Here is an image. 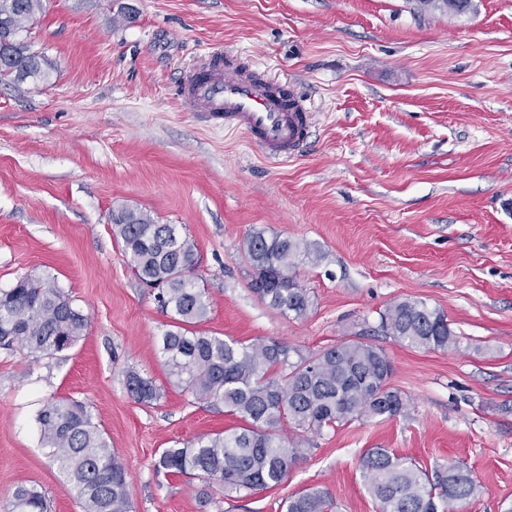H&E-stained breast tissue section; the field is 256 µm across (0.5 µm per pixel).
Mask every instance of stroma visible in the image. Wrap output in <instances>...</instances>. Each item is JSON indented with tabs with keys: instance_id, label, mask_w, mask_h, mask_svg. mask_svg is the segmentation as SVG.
<instances>
[{
	"instance_id": "stroma-1",
	"label": "stroma",
	"mask_w": 512,
	"mask_h": 512,
	"mask_svg": "<svg viewBox=\"0 0 512 512\" xmlns=\"http://www.w3.org/2000/svg\"><path fill=\"white\" fill-rule=\"evenodd\" d=\"M31 40L48 80L0 82V288L53 279L89 326L52 358L0 347V512L20 484L51 512H81L40 445L50 397L89 408L130 473L132 512H277L311 487L333 512H378L360 470L371 448L427 469L461 462L481 491L456 512H512V0H472L462 16L416 0H43ZM217 49L309 99L299 156L267 161L182 110L183 77ZM120 206L194 242L201 330L306 354L364 339L389 356L408 414L310 435L285 484L200 507V479L155 463L239 421L170 381L157 339L171 315L128 266L109 223ZM261 228L318 253L297 266L305 317L250 288L241 247ZM403 299L443 311L459 349L381 332ZM130 370L157 401L130 396Z\"/></svg>"
}]
</instances>
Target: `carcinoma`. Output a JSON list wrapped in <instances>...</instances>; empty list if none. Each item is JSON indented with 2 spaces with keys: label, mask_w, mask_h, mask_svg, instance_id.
Returning <instances> with one entry per match:
<instances>
[{
  "label": "carcinoma",
  "mask_w": 512,
  "mask_h": 512,
  "mask_svg": "<svg viewBox=\"0 0 512 512\" xmlns=\"http://www.w3.org/2000/svg\"><path fill=\"white\" fill-rule=\"evenodd\" d=\"M421 8L463 14L471 0H418ZM43 0H0V80L24 82L45 76L47 61L32 50L30 30ZM110 223L137 278L158 285L161 307L171 311L172 328L158 337L168 374L195 400L223 405L242 425L178 442L160 454L156 468L172 475L202 478V508L213 503L208 487L224 497L250 495L277 487L305 451L304 434L362 419H384L408 412V399L389 387L393 365L380 347L349 340L305 355L272 342L243 344L194 326L209 304L205 290L188 271L196 247L178 224H159L134 208L112 211ZM251 288L284 316L301 318L310 297L296 273L299 257L311 248L265 229L243 242ZM88 326V317L49 279L26 276L0 289V346H20L42 357L71 348ZM379 329L411 347L455 350L459 340L443 311L420 300L389 304ZM126 388L139 402L160 396L151 380L131 371ZM40 440L67 475L83 512H131L130 479L112 452L88 407L73 399H48L38 413ZM289 426L302 435L289 437ZM368 493L379 512H453L454 505L477 495L480 485L459 463L426 470L386 448L370 449L361 461ZM328 490L311 488L287 497L283 512H332ZM9 512H48L45 494L19 485Z\"/></svg>",
  "instance_id": "carcinoma-1"
}]
</instances>
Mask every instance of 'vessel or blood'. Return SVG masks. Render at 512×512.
Instances as JSON below:
<instances>
[{"mask_svg":"<svg viewBox=\"0 0 512 512\" xmlns=\"http://www.w3.org/2000/svg\"><path fill=\"white\" fill-rule=\"evenodd\" d=\"M181 106L217 127L244 133L268 161L297 156L313 120L307 100L285 79L258 74L217 51L192 67L180 85Z\"/></svg>","mask_w":512,"mask_h":512,"instance_id":"vessel-or-blood-1","label":"vessel or blood"}]
</instances>
